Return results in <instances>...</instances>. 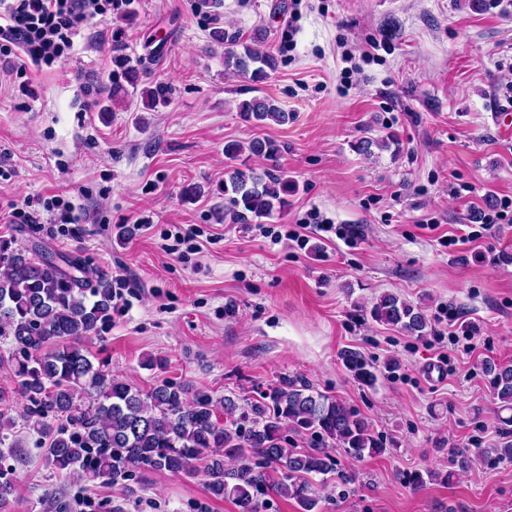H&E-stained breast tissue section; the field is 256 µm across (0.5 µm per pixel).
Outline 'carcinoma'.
Listing matches in <instances>:
<instances>
[{
  "label": "carcinoma",
  "mask_w": 512,
  "mask_h": 512,
  "mask_svg": "<svg viewBox=\"0 0 512 512\" xmlns=\"http://www.w3.org/2000/svg\"><path fill=\"white\" fill-rule=\"evenodd\" d=\"M212 39L224 45V71L263 82L277 67L263 49L265 34L256 30L243 41L223 29ZM163 87L142 92L152 110L168 102ZM240 115L256 125H283L292 119L268 97L241 104ZM267 139L224 146L228 179L224 180V217L233 224L260 219L288 206L295 187L270 169L257 172L253 157H276ZM0 338L14 344L0 357V368L19 378L27 398L25 418L46 440V456L59 471L85 483L123 484L145 472L201 475L209 493L232 501L240 512H259L270 492L295 500L299 512H317L319 497L312 477H343L340 457L360 459L382 452L368 423L341 401L310 384L280 378L260 392V400L240 409L227 396L222 404L203 390L163 380L144 389L112 377L84 341L112 323L116 300L112 278L90 271L71 255L56 259L45 248H30L15 236L0 238ZM370 317L411 336H423L429 322L423 311L393 294H385ZM344 361L361 381L374 374L360 353L347 351ZM494 395L512 405V367L487 364ZM13 396L0 387V432L13 426ZM224 416H219V409ZM311 435L314 448L283 446V431ZM15 470L0 465V512H9Z\"/></svg>",
  "instance_id": "cac0c4a2"
}]
</instances>
